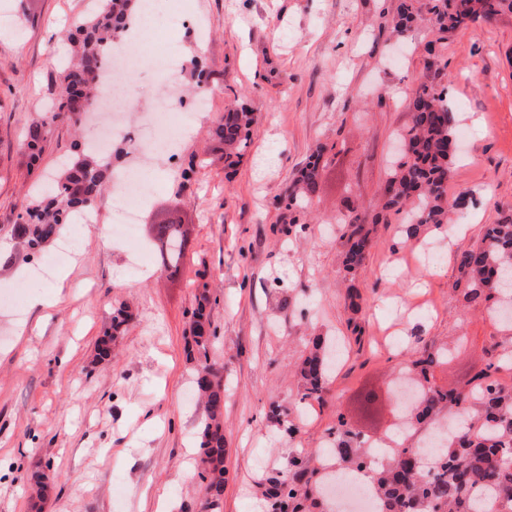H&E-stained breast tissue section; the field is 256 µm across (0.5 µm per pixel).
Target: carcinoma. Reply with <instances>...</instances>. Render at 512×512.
<instances>
[{
  "label": "carcinoma",
  "mask_w": 512,
  "mask_h": 512,
  "mask_svg": "<svg viewBox=\"0 0 512 512\" xmlns=\"http://www.w3.org/2000/svg\"><path fill=\"white\" fill-rule=\"evenodd\" d=\"M134 11L135 0H93L89 13L72 36V54L63 66L53 110L28 128L30 166H38L42 143L54 124L78 121L95 102L97 91L106 84V58ZM506 13L512 14V0H402L394 30L403 35L415 23L426 20L438 33L452 35ZM188 67L195 86L208 84L211 73L201 60L189 58ZM410 109L411 124L400 134L405 150L388 170L374 223L386 224L390 214H400L406 224V235L411 238L425 225L437 228L448 223V214L467 207L469 198L448 197L457 119L448 104L447 87L417 85L410 98ZM256 120L255 113L244 106L230 108L211 129V139L227 167L238 165L246 155ZM324 152V147H317L279 196V204L288 211V223L302 229L303 218L318 189ZM111 187L108 164L90 153H74L43 190L44 198L23 199L22 221L11 225L17 250L5 258L4 264L34 258L60 235L71 214L91 205ZM146 231L149 243L160 256L161 269L169 278H179L185 268L189 242L187 225L170 215L147 225ZM342 237L347 244L344 270L355 273L365 266L371 248L369 232L353 219ZM457 264L461 273L457 285L465 303L476 309L483 305L491 309L503 304L512 307V296L505 288L512 280V218L487 225L480 244L458 255ZM211 304L210 291L205 287L190 312L191 341L199 354L194 381L204 403L198 432L203 483L200 512H219L225 484L224 367L209 356L217 339L210 317ZM131 320L127 307L114 309L110 326L97 344L96 361L112 360L114 347ZM416 343L408 370L418 379V395L407 425L446 411L448 418L461 421V427L439 425L444 443L430 463L421 466L411 450L395 448L390 456L392 464L380 469L364 447L362 434L351 428L338 412L330 450L344 467L370 475L378 512H482L475 494L487 488L497 489L512 502V393L504 392L492 379L491 364L474 375L473 390L468 393L439 388L431 382V368L448 356V350L435 349L419 338ZM309 345L308 355L297 369L300 400L322 405L329 393L334 352L319 336L313 337ZM270 412L288 436L296 433L288 406L275 402ZM324 480L321 471L309 469L307 454L292 457L282 476L266 480L267 512H313L322 507L317 494L323 490Z\"/></svg>",
  "instance_id": "carcinoma-1"
}]
</instances>
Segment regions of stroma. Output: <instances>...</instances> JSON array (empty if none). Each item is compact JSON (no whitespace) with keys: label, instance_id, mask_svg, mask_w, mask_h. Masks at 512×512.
I'll list each match as a JSON object with an SVG mask.
<instances>
[{"label":"stroma","instance_id":"stroma-1","mask_svg":"<svg viewBox=\"0 0 512 512\" xmlns=\"http://www.w3.org/2000/svg\"><path fill=\"white\" fill-rule=\"evenodd\" d=\"M90 0H37L26 23L19 0H0L14 27L0 28V243L17 223L23 198L37 197L73 151L76 135L55 126L37 169L26 165L31 122L55 102V78L68 54L63 34L88 13ZM203 31L179 28L183 47L200 45L213 73L193 133L152 161L157 188L143 223L179 209L190 224L186 269L170 280L159 267H135L141 240L100 237L112 220L111 194L93 204L91 222L66 226L73 259L49 282L28 279V265L0 269L21 287L19 305L0 298V512H34L26 476L48 474L53 489L41 512H199L196 436L203 407L193 395L186 356L188 317L198 279L217 302L219 339L212 360L224 366L226 483L221 512H259L266 478L285 470L297 449H315L336 429L337 414L366 436L392 433L402 421L393 396L413 336L447 346L432 370L435 384L470 388L475 372L512 346V325L467 307L455 288L456 256L475 246L485 225L512 216V14L440 39L421 24L403 41L392 34L399 0H187ZM435 43L439 63L424 47ZM447 86L468 133L448 182L449 196H472L455 239L435 227L402 241L398 221L377 224L378 194L411 123L415 83ZM128 108L142 135L164 85L139 65L127 81ZM259 112L250 147L234 173L223 162L180 171L210 144L213 123L232 106ZM326 167L306 234L291 232L277 196L317 146ZM359 216L371 237L366 266L341 271V234ZM52 295L49 309L33 305ZM136 319L111 361L95 346L119 305ZM341 345L326 405L304 409L297 365L308 340ZM375 392L381 413L367 423L355 405ZM286 401L299 415L288 439L268 416Z\"/></svg>","mask_w":512,"mask_h":512}]
</instances>
